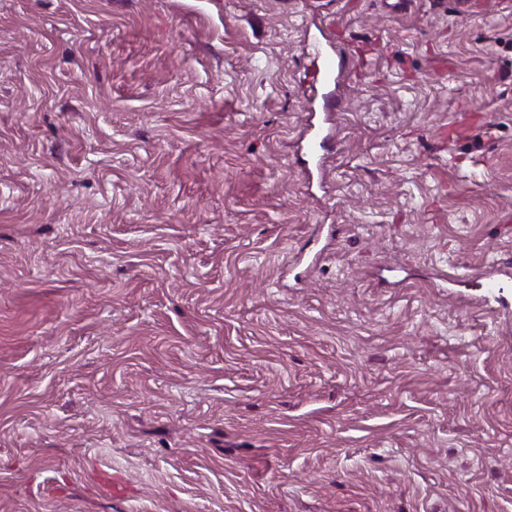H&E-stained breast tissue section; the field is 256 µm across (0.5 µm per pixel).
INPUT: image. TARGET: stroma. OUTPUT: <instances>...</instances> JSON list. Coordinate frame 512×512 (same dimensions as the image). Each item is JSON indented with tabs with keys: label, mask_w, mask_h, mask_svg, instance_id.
<instances>
[{
	"label": "stroma",
	"mask_w": 512,
	"mask_h": 512,
	"mask_svg": "<svg viewBox=\"0 0 512 512\" xmlns=\"http://www.w3.org/2000/svg\"><path fill=\"white\" fill-rule=\"evenodd\" d=\"M393 2L0 0V512H512V13Z\"/></svg>",
	"instance_id": "stroma-1"
}]
</instances>
